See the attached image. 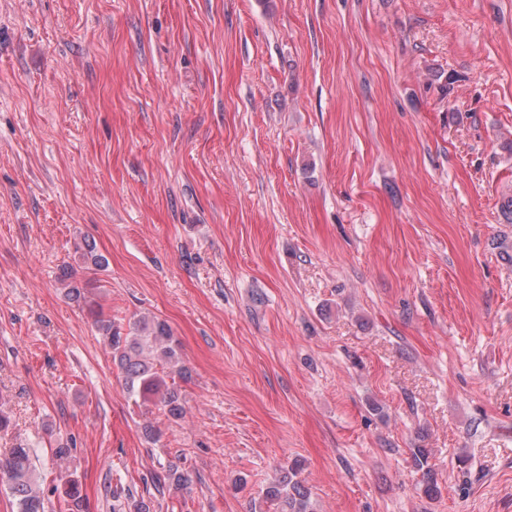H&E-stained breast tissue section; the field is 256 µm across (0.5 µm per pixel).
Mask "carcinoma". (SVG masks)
I'll return each instance as SVG.
<instances>
[{
  "instance_id": "obj_1",
  "label": "carcinoma",
  "mask_w": 512,
  "mask_h": 512,
  "mask_svg": "<svg viewBox=\"0 0 512 512\" xmlns=\"http://www.w3.org/2000/svg\"><path fill=\"white\" fill-rule=\"evenodd\" d=\"M88 268L99 269L106 259L89 242L84 244L81 254ZM98 331L107 341L112 359L122 374L124 387L132 398L147 400L157 397L156 406L173 418L182 416L184 406L180 393L167 385L165 378L185 377L176 367L179 343L170 327L157 319L141 318L134 323L133 335H123L112 323V318L95 312ZM415 468L423 472L424 493L430 497L440 494V489L429 463L431 452L427 448L410 449ZM32 449L19 446L0 456V477L5 479L17 512H45V499L36 486L31 469ZM300 465L293 463L288 471L269 483L259 502V512H312L310 492L298 479ZM187 477L175 463L164 467L163 474L153 478L155 488L169 483L176 487L184 485Z\"/></svg>"
}]
</instances>
